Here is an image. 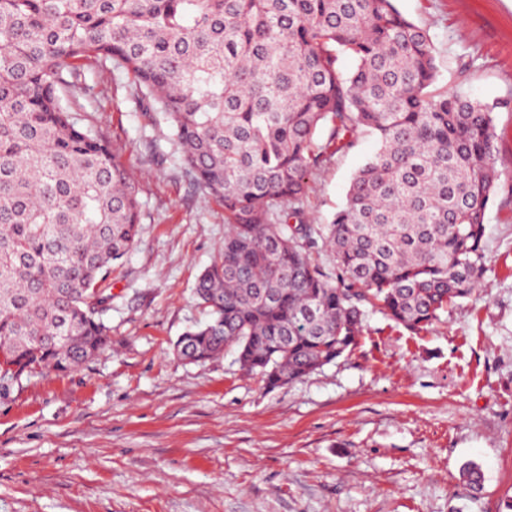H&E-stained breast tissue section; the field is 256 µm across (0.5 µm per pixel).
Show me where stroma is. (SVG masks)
Here are the masks:
<instances>
[{
	"label": "stroma",
	"instance_id": "35a3bbf8",
	"mask_svg": "<svg viewBox=\"0 0 512 512\" xmlns=\"http://www.w3.org/2000/svg\"><path fill=\"white\" fill-rule=\"evenodd\" d=\"M429 30L437 89L497 103L501 175L487 272L428 331L377 311L347 356L276 388L235 354L173 345L205 322L193 288L224 240V208L189 184L171 130L127 79L97 68L77 116L114 145L142 202L113 271L111 341L68 371L0 387V512H502L512 496V0H395ZM378 148L359 134L310 178L329 222ZM469 463L484 474L470 494Z\"/></svg>",
	"mask_w": 512,
	"mask_h": 512
}]
</instances>
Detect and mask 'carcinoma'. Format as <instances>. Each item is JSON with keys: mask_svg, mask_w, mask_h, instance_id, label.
Wrapping results in <instances>:
<instances>
[{"mask_svg": "<svg viewBox=\"0 0 512 512\" xmlns=\"http://www.w3.org/2000/svg\"><path fill=\"white\" fill-rule=\"evenodd\" d=\"M91 63L163 115L184 173L224 207L194 291L210 319L178 356L230 351L275 387L351 353L364 306L422 331L481 284L496 104L430 91L432 36L393 0H0L4 380L75 369L110 339L108 280L141 207L74 117ZM365 130L377 153L331 222L310 223L309 177ZM462 480L476 492L483 474Z\"/></svg>", "mask_w": 512, "mask_h": 512, "instance_id": "carcinoma-1", "label": "carcinoma"}]
</instances>
